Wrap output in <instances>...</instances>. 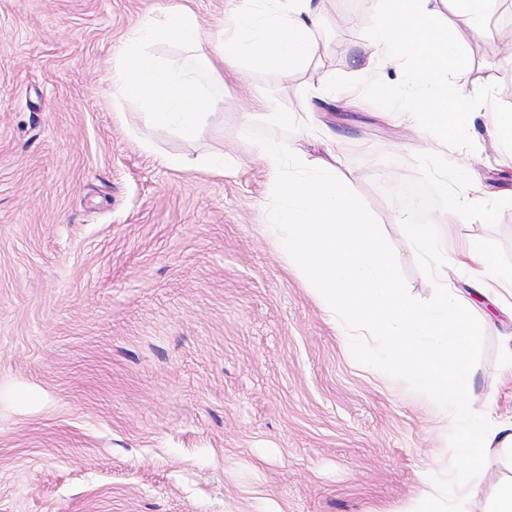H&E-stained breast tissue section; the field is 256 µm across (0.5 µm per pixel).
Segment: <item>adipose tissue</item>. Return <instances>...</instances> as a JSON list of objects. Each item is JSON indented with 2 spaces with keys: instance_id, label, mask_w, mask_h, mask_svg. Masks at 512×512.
<instances>
[{
  "instance_id": "1",
  "label": "adipose tissue",
  "mask_w": 512,
  "mask_h": 512,
  "mask_svg": "<svg viewBox=\"0 0 512 512\" xmlns=\"http://www.w3.org/2000/svg\"><path fill=\"white\" fill-rule=\"evenodd\" d=\"M376 2L380 24L363 46L346 107L386 104L382 120L430 140L444 176L468 184L451 198L444 217L411 230L417 249L435 262L436 302L415 303L397 281L377 225L341 171L346 146L324 136L308 104H299L291 118L320 141L325 158L292 155L273 138L253 144L275 199L264 221L358 365L406 380L456 431L460 463L426 472L413 512H463L488 450L512 448V419L477 415L469 407L471 355L485 324L449 291L439 266L448 256L450 226L487 206L479 183L466 181L463 167L443 152L474 115L449 112L440 74L449 61L464 58L465 41L449 31L450 16L469 18L478 36L499 0ZM159 43L181 46L186 60L154 55ZM322 51L321 13L313 0H236L223 25L211 31L201 29L190 9L175 5L148 13L127 34L113 59L112 96L136 109L141 121L193 139L213 125L217 98L210 87L223 85L225 70L257 67L275 78L302 69ZM456 262L483 291L493 292L496 307L512 310V271L498 266L491 243H467Z\"/></svg>"
}]
</instances>
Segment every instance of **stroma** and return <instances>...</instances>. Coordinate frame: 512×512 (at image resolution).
Here are the masks:
<instances>
[{
  "label": "stroma",
  "mask_w": 512,
  "mask_h": 512,
  "mask_svg": "<svg viewBox=\"0 0 512 512\" xmlns=\"http://www.w3.org/2000/svg\"><path fill=\"white\" fill-rule=\"evenodd\" d=\"M168 2L0 0V512H406L434 458L455 464V434L410 384L356 366L263 219L270 179L252 141L321 149L292 122L240 129L250 101L287 111L331 72L337 99L316 100L319 127L353 142L352 191L401 286L433 303L410 235L448 209L449 189L422 168L431 144L378 120L383 104L340 103L378 24L373 0H322L328 48L300 71L225 74L215 128L192 140L131 129L112 98L123 36ZM507 31L512 0L449 70V111L482 97L512 110ZM453 151L492 208L453 238L494 242L511 269L512 166L497 165L481 117ZM163 154L228 167L178 171ZM413 190L426 211L410 207ZM445 273L486 323L470 405L512 417V313L455 264ZM511 478L490 450L465 512H490Z\"/></svg>",
  "instance_id": "35a3bbf8"
}]
</instances>
